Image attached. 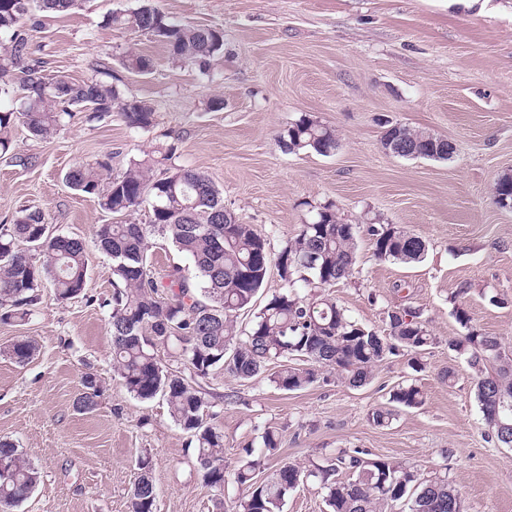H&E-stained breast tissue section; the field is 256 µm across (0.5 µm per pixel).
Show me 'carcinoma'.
<instances>
[{"mask_svg":"<svg viewBox=\"0 0 512 512\" xmlns=\"http://www.w3.org/2000/svg\"><path fill=\"white\" fill-rule=\"evenodd\" d=\"M32 1L39 11L57 15L79 6V0H0V95L18 91L21 109L17 114L0 111V130L20 117L32 137L47 139L75 110L95 117L117 112L128 126L150 129L152 109L117 87L48 79L40 65L28 61L21 20ZM106 24L148 34L165 46L173 61L202 72L208 59L224 47L220 31L173 22L151 0L127 13L109 14ZM123 64L141 73L150 68L149 59L133 51L124 55ZM280 139L290 151L310 150L322 156L338 147L335 130L306 115ZM382 139L426 149L437 136L396 123L387 125ZM172 151L158 145L145 159L131 161L123 173L106 179L108 163H78L65 174V182L74 191L96 197L100 208L112 214L149 207L147 224L113 222L96 227L98 247L112 260L113 372L133 397L144 402L159 396L166 401L173 422L195 444L202 484L219 498L228 483L224 433L213 424L217 412L203 382L220 372L243 381L264 374L277 390L299 391L330 370L360 387L389 356L401 351L419 354L434 337L418 310L405 307L389 312L388 335L381 336L352 319L333 298L306 293L308 288L335 287L352 274L356 262V225L343 223L332 205L318 207L313 220L301 225L299 233L274 253L251 225L234 215L224 217L221 192L205 173L177 167L165 177L150 178L151 167L171 160ZM494 200L501 208L512 206V175L498 179ZM367 231L379 260L410 263L425 255V242L398 225L370 224ZM155 234L190 257L200 281L176 273L165 286L157 282L148 262L149 239ZM272 268L283 282V291L267 299L240 336L239 312L254 306ZM87 273L85 243L54 234L41 211L22 209L10 223L0 224V322L28 320L46 281L61 301L80 296ZM454 313L465 333L448 340V346L471 369L487 436L505 446L512 435V357L501 352L497 337L471 325L463 306H455ZM161 348L168 349L171 361L160 358ZM35 350L31 340L20 339L4 353L24 364ZM273 363L277 370L267 372ZM82 387L75 409L90 413L102 393L97 374L85 373ZM390 402L415 408L424 396L411 382L397 386ZM279 449V435L269 429L261 435L259 448L243 449L233 470V482L242 490L236 512H283L288 495L308 482L319 487L327 512H384L397 502L405 503L406 512H448L441 505L458 497L447 477L425 479L412 464L372 458L360 448L342 449L323 463L284 462L271 476L259 478L265 459ZM0 461L6 463L0 471V512H13L37 487L40 472L7 439H0ZM138 469L128 508L155 512L152 457H141Z\"/></svg>","mask_w":512,"mask_h":512,"instance_id":"cac0c4a2","label":"carcinoma"}]
</instances>
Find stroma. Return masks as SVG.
Instances as JSON below:
<instances>
[{"instance_id": "obj_1", "label": "stroma", "mask_w": 512, "mask_h": 512, "mask_svg": "<svg viewBox=\"0 0 512 512\" xmlns=\"http://www.w3.org/2000/svg\"><path fill=\"white\" fill-rule=\"evenodd\" d=\"M155 2L174 21L222 31L224 49L206 72L174 63L149 36L104 24L106 14L131 11L141 0H83L62 15L34 7L23 23L31 57L47 77L115 85L150 106L155 124L136 130L115 113L93 119L79 112L39 141L18 121L9 131L16 156H0V224L20 209H37L57 234L83 240L90 252L85 295L61 302L47 285L28 321L0 323V438L41 473L17 512H128L136 462L146 454L156 512H235L236 485L226 487L224 507L216 509L190 438L165 400L140 401L114 375L106 305L112 261L94 235L114 216L63 180L74 164L104 158L112 173L123 172L159 144L173 146L170 165L207 174L225 207L272 251L297 235L312 207L333 204L359 230L353 274L332 297L379 332L388 311L420 310L434 336L424 371H412L406 355L392 356L359 388L333 373L288 393L263 377L210 379L227 467L272 429L280 451L266 470L361 448L415 464L425 478L448 476L466 512H512V448L488 438L471 371L448 347L462 332L454 315L459 299L472 326L499 337L512 354V209L493 199L497 179L512 174V0ZM131 50L151 58V71L124 68L121 58ZM305 114L335 129L333 154L284 147L281 133ZM387 120L448 139L454 157L386 153ZM370 222L420 237L423 260H378L365 230ZM150 243L160 282L177 270L195 278L186 253L157 235ZM23 337L37 349L20 365L4 349ZM450 368L455 377L444 380ZM87 371L97 372L104 390L97 409L81 414L74 403ZM411 379L424 404L375 426L372 411Z\"/></svg>"}]
</instances>
